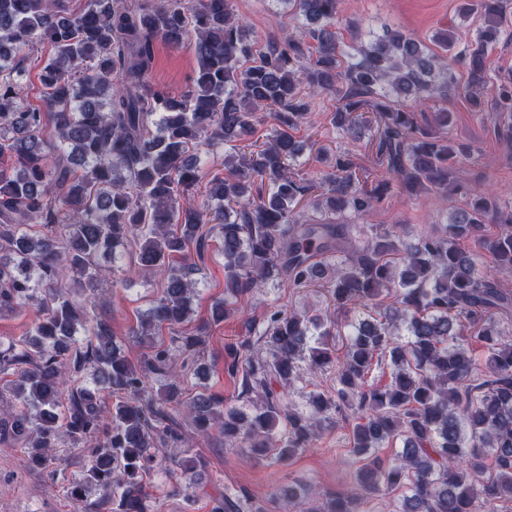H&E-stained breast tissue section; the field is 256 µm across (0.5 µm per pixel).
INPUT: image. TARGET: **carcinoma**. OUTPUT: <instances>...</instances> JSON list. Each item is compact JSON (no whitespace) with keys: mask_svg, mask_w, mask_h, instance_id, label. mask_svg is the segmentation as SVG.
<instances>
[{"mask_svg":"<svg viewBox=\"0 0 512 512\" xmlns=\"http://www.w3.org/2000/svg\"><path fill=\"white\" fill-rule=\"evenodd\" d=\"M288 2L305 32L263 45L230 0H85L80 9L69 0H0V312L36 313L28 336L0 342V441L26 448L29 466L53 478L57 448L79 449L82 474L66 485L74 503L98 490L86 512H148L151 471L187 475L200 464L174 412L202 435L216 429L230 445L285 463L351 410L352 448L363 461L357 492L310 498L291 488L284 498L300 512H363L394 492L400 512H499L512 502V339L498 316L512 311V291L496 272L512 270V206L473 190L441 230L414 240L403 225L340 218L374 209L395 188L446 197L457 187L454 169L468 147L448 136V109L423 121L421 106L460 89L482 111L486 55L507 24L505 0H465L459 15L482 24L463 55L450 30L426 51L393 28L347 54L335 30L338 0ZM190 38L198 59L191 84L156 90L155 43L179 48ZM44 43L54 53L40 67L34 107L23 99L26 59ZM497 82L493 108L512 112V76ZM322 94L336 96L343 137L355 139L360 121L374 128L375 162L389 178H370L350 151L323 154L313 180L292 172L289 161L302 151L293 132ZM264 108L275 133L232 146L210 202L195 204L190 149L240 139ZM49 125L53 141L44 136ZM203 224L222 228L224 301L213 305V321L274 281L319 285L350 316L342 360L326 342L337 325L330 315L272 307L262 321H246L257 340L230 349L245 407L224 408L202 385L183 398L188 376H206V326L167 346L154 338L193 315L199 283L184 251L192 243L203 259ZM128 243L138 268L162 283L132 329L151 349L136 361L88 310L109 273L99 258L118 262L116 249ZM476 343L484 375L475 372ZM333 366V392L311 391L301 408L288 402L285 388L302 371ZM377 370L389 373L387 383ZM154 376L166 378L159 394ZM394 441L401 450L386 462L379 449ZM270 502L226 489L210 512H268Z\"/></svg>","mask_w":512,"mask_h":512,"instance_id":"cac0c4a2","label":"carcinoma"}]
</instances>
